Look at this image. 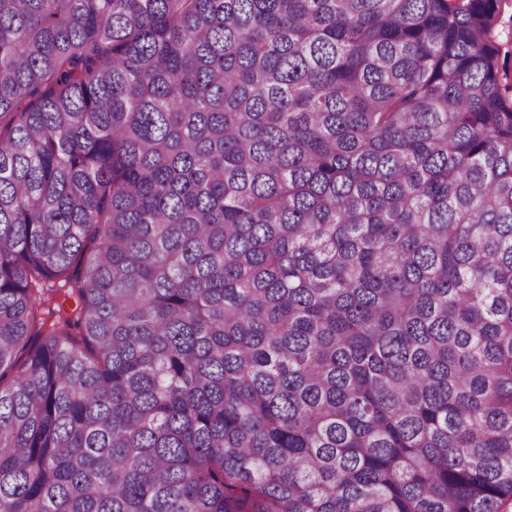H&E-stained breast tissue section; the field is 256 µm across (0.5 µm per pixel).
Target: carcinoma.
Returning <instances> with one entry per match:
<instances>
[{
    "label": "carcinoma",
    "instance_id": "carcinoma-1",
    "mask_svg": "<svg viewBox=\"0 0 512 512\" xmlns=\"http://www.w3.org/2000/svg\"><path fill=\"white\" fill-rule=\"evenodd\" d=\"M497 21L0 0V512H500Z\"/></svg>",
    "mask_w": 512,
    "mask_h": 512
}]
</instances>
